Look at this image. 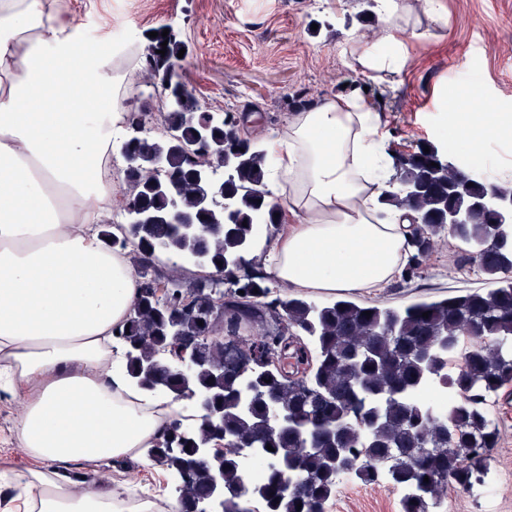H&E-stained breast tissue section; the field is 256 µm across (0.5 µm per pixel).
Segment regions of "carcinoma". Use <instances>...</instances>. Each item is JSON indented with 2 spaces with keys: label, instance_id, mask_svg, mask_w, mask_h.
I'll return each mask as SVG.
<instances>
[{
  "label": "carcinoma",
  "instance_id": "cac0c4a2",
  "mask_svg": "<svg viewBox=\"0 0 512 512\" xmlns=\"http://www.w3.org/2000/svg\"><path fill=\"white\" fill-rule=\"evenodd\" d=\"M182 48L174 33L159 35L144 59L145 76L161 88L167 109L161 134L133 108L139 83L124 103L121 153L133 158L128 194L119 203L125 217L101 231L112 250L139 257L140 293L119 329L127 375L174 402L204 395L214 405L210 416L174 418L149 451L171 476L180 512H211L214 503L221 512H254L247 504L255 500L263 512H326L344 456L363 483L412 489L401 512H437L438 491L447 486L472 493L491 473L498 441L492 408L512 384V188L463 172L429 142L394 157L392 191L380 197L414 213L408 275L446 232L493 288L403 309L290 298L248 271L257 226L282 221L267 188V155L240 136L230 113L200 111L189 89L182 101L172 97L182 78ZM450 211L465 223L449 225ZM159 254L216 273L187 288L179 277L157 272ZM225 270L240 275L227 289ZM185 337L194 340L184 356L193 366L188 376L170 362ZM433 384L453 396L446 422L419 397ZM271 394L292 428L268 426ZM220 439L224 451L204 453ZM239 443L268 464L249 498L242 493L248 482ZM296 480L308 483V495L289 490Z\"/></svg>",
  "mask_w": 512,
  "mask_h": 512
}]
</instances>
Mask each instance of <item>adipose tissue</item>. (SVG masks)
Listing matches in <instances>:
<instances>
[{"label":"adipose tissue","mask_w":512,"mask_h":512,"mask_svg":"<svg viewBox=\"0 0 512 512\" xmlns=\"http://www.w3.org/2000/svg\"><path fill=\"white\" fill-rule=\"evenodd\" d=\"M384 28L357 62L401 70L413 7L380 0ZM108 41L78 42L55 0H0V397L22 414L0 443L31 466L16 474L21 512H179L168 489L132 501L63 478L71 463L146 456L182 403L140 390L116 334L139 293L131 254L100 236L111 218L104 174L126 135ZM99 112H91V102ZM390 134L354 97L288 118L263 144L267 184L289 224L259 237L256 267L318 297L382 291L412 254L407 211L379 195L393 174Z\"/></svg>","instance_id":"1"}]
</instances>
